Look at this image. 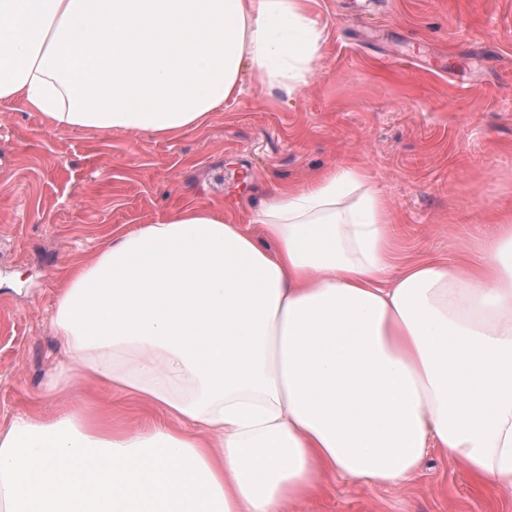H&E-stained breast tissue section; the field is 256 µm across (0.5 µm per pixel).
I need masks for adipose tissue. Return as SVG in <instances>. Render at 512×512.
Returning a JSON list of instances; mask_svg holds the SVG:
<instances>
[{"label": "adipose tissue", "mask_w": 512, "mask_h": 512, "mask_svg": "<svg viewBox=\"0 0 512 512\" xmlns=\"http://www.w3.org/2000/svg\"><path fill=\"white\" fill-rule=\"evenodd\" d=\"M310 0H0V103L52 128L171 137L319 67ZM265 237L207 204L107 233L58 294L50 391L119 389L178 430L40 404L0 433L7 512H286L330 477L399 487L429 449L512 493V224L405 260L366 170L270 187Z\"/></svg>", "instance_id": "adipose-tissue-1"}]
</instances>
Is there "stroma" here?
I'll list each match as a JSON object with an SVG mask.
<instances>
[{
    "mask_svg": "<svg viewBox=\"0 0 512 512\" xmlns=\"http://www.w3.org/2000/svg\"><path fill=\"white\" fill-rule=\"evenodd\" d=\"M320 67L299 93L241 94L173 138L52 129L0 103V432L63 360L51 329L68 269L105 233L131 232L206 201L261 237L268 187L305 185L340 163L364 167L407 258L449 256L512 214V0H312ZM112 424L170 425L112 391ZM287 512H512L431 450L410 484L362 489L339 477Z\"/></svg>",
    "mask_w": 512,
    "mask_h": 512,
    "instance_id": "obj_1",
    "label": "stroma"
}]
</instances>
